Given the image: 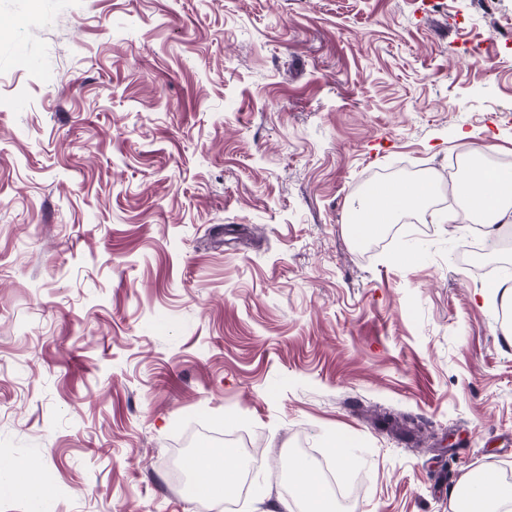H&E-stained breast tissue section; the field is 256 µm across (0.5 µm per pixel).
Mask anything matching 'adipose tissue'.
Returning a JSON list of instances; mask_svg holds the SVG:
<instances>
[{
  "instance_id": "obj_1",
  "label": "adipose tissue",
  "mask_w": 512,
  "mask_h": 512,
  "mask_svg": "<svg viewBox=\"0 0 512 512\" xmlns=\"http://www.w3.org/2000/svg\"><path fill=\"white\" fill-rule=\"evenodd\" d=\"M433 186L429 181L394 182L379 185L377 196H363L350 203L356 221L353 234L369 230L373 236L386 232L391 224L409 210L425 202ZM455 191L478 223L496 234L498 225L512 223V174L495 170L472 169L461 176ZM472 491L473 512H512V485L489 479H468ZM304 503L308 512H335L336 504L322 488L316 468L308 462L296 465L291 499L281 501V512H293V503Z\"/></svg>"
}]
</instances>
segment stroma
<instances>
[{"label": "stroma", "mask_w": 512, "mask_h": 512, "mask_svg": "<svg viewBox=\"0 0 512 512\" xmlns=\"http://www.w3.org/2000/svg\"><path fill=\"white\" fill-rule=\"evenodd\" d=\"M491 144L512 0H0V454L47 475L0 512H213L172 472L211 434L227 512L336 437L352 512L512 483V232L479 276L442 176ZM407 169L438 195L363 249ZM213 467L223 476V495L213 496L209 500L216 503L220 502L225 494H228L239 482L240 468L237 463V457L232 453L225 456H218L213 462Z\"/></svg>", "instance_id": "35a3bbf8"}]
</instances>
